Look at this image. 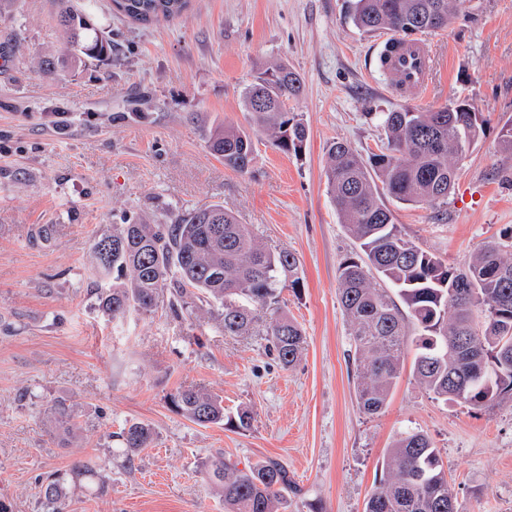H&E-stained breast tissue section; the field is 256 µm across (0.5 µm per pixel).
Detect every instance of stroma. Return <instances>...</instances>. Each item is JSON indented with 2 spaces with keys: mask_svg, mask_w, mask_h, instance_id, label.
<instances>
[{
  "mask_svg": "<svg viewBox=\"0 0 512 512\" xmlns=\"http://www.w3.org/2000/svg\"><path fill=\"white\" fill-rule=\"evenodd\" d=\"M112 40L108 60L43 72L65 53L55 0H0V500L38 512L40 480L79 460L105 462L102 495L75 491L69 512H225L204 477L215 452L240 464L271 459L298 487L287 512H363L396 434L427 435L448 465L459 512H512V400L471 409L434 400L405 363L385 409L361 413L348 356L337 269L359 247L340 224L324 168L330 143L362 155L385 145L382 113L467 100L484 133L455 159V184L435 207L391 203L402 235L459 267L512 231V155L498 134L512 122V0H464L444 31L426 34L430 91L397 95L375 59L382 34L347 18V0H191L181 17L150 24L111 0H72ZM302 77L288 109L309 130L300 155L254 140L248 173L206 147L213 121L242 127L239 92L272 63ZM224 206L271 249L300 260V293L281 306L306 344L282 366L262 315L247 336L225 335L209 305L112 319L94 288L111 276L90 263L112 225ZM193 386L251 425H197L167 397ZM66 400L79 425L49 414ZM142 421L153 442L133 461L114 434Z\"/></svg>",
  "mask_w": 512,
  "mask_h": 512,
  "instance_id": "obj_1",
  "label": "stroma"
}]
</instances>
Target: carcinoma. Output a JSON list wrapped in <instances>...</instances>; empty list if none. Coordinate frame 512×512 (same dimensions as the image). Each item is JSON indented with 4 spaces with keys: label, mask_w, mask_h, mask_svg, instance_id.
Returning a JSON list of instances; mask_svg holds the SVG:
<instances>
[{
    "label": "carcinoma",
    "mask_w": 512,
    "mask_h": 512,
    "mask_svg": "<svg viewBox=\"0 0 512 512\" xmlns=\"http://www.w3.org/2000/svg\"><path fill=\"white\" fill-rule=\"evenodd\" d=\"M190 0H113L117 11L139 23L169 20ZM460 0H354L353 25L367 33L409 37L448 28ZM57 21L76 67L83 58L104 61L112 41L86 14L59 0ZM303 90L301 77L284 64L265 69L241 91L250 126L271 145L299 155L307 141L303 120L288 101ZM386 145L364 158L345 142L328 149L325 170L340 223L359 243V253L338 267V297L350 326L359 410L380 413L399 378L410 337L417 336L413 374L434 399L481 406L512 399V233L487 243L465 267H455L405 239L385 205L387 195L411 206H433L448 198L454 157L464 156L483 132L479 113L462 111L457 100L437 109L385 112ZM207 148L224 166L246 173L252 136L234 125L216 123ZM109 246L110 257L99 258ZM93 264L112 272L110 288L95 289L98 306L117 318L134 311L152 315L169 291L170 309L197 303L216 307L226 336L250 333L260 311L275 318L266 328L270 348L285 367L296 363L305 336L297 321L281 311L282 290L300 288L299 259L272 251L248 225L221 206L181 213L171 224L144 219L114 224L92 246ZM384 287H376V281ZM171 406L198 425L224 423L218 397L196 387L170 394ZM51 414L65 430L75 429L74 410L64 402ZM130 462L150 446L153 434L142 422L117 433ZM105 466L78 461L40 485L42 512H68L79 481L101 493L108 486ZM207 480L224 499L227 512H282L291 487L287 469L273 460L238 463L218 452L206 464ZM363 512H458L448 469L427 435L405 429L389 450L386 475L364 503Z\"/></svg>",
    "instance_id": "obj_1"
}]
</instances>
